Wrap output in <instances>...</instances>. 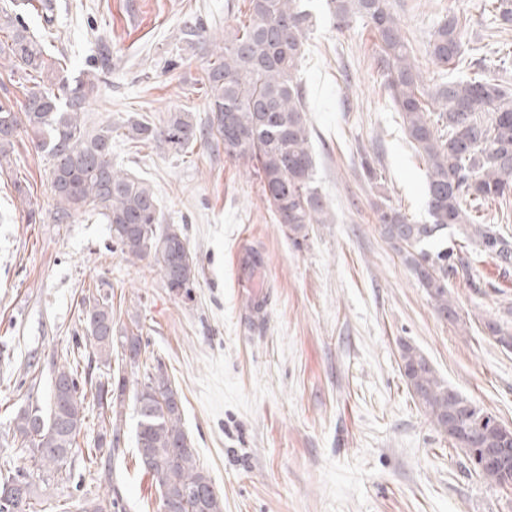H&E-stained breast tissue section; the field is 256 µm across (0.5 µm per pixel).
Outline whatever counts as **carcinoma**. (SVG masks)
Wrapping results in <instances>:
<instances>
[{
  "label": "carcinoma",
  "instance_id": "carcinoma-1",
  "mask_svg": "<svg viewBox=\"0 0 512 512\" xmlns=\"http://www.w3.org/2000/svg\"><path fill=\"white\" fill-rule=\"evenodd\" d=\"M495 20L512 23V0H494ZM25 2L0 8V60L32 84L20 108L0 102V162L10 157L24 133L51 162L55 197L52 221L70 224L77 215L101 217L122 253L150 258L166 287L192 286L199 264L191 254L183 228L162 222L159 201L146 181L112 165V125L87 128L83 112L96 93L112 55L103 47L91 69L70 79L58 77L44 41L23 20ZM332 24L342 29L361 20L377 33L385 61V87L397 106L406 135L427 166L429 223L416 224L399 209L375 204L377 223L397 247L405 265L444 318H456L448 282L468 274L463 257L436 243L453 227L508 269L512 240L488 224L476 223L474 208L512 196V90L482 74L484 60L465 56V30L449 15L434 29L427 54L443 73L448 65L466 64L475 73L450 78L434 89L424 88L412 48L389 0H327ZM312 15L301 0H249L245 20L224 28L219 54L205 62L201 82L209 100V135L233 159L256 161L263 192L277 223L300 243L312 224L328 223L327 209L314 187L306 107L298 82L306 34ZM127 139L137 143L166 142L176 148L195 145L203 130L190 112H171L163 126L130 122ZM87 335L99 362L111 369L105 379L78 383L71 363L53 371L49 406L29 404L14 418L13 444L21 466L0 469V512H122L119 489L107 496L85 493L75 501L37 493L36 483L49 486L67 479L66 466L79 451L77 437L84 420V402L91 396L100 410L97 447L87 450L89 464L123 453V408L128 380L112 369V351L134 363L142 354V336L120 333L112 325V299L84 295L80 302ZM402 369L413 397L437 428H442L456 401L453 388L429 360L408 343L401 345ZM136 456L160 489L161 508L168 512H224V499L201 466L182 423V405L168 376L159 367L137 383ZM497 419L479 410L458 414V426L499 446ZM204 490L198 499L192 492Z\"/></svg>",
  "mask_w": 512,
  "mask_h": 512
}]
</instances>
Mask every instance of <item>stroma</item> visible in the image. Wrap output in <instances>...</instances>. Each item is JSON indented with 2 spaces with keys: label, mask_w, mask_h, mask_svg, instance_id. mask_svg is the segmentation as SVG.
Returning <instances> with one entry per match:
<instances>
[{
  "label": "stroma",
  "mask_w": 512,
  "mask_h": 512,
  "mask_svg": "<svg viewBox=\"0 0 512 512\" xmlns=\"http://www.w3.org/2000/svg\"><path fill=\"white\" fill-rule=\"evenodd\" d=\"M40 2L30 0L27 21L49 32L65 75L111 46L112 70L84 120L111 124L113 163L150 183L166 223L183 226L200 276L188 290H170L151 260L121 253L98 217L53 223L49 162L19 136L0 166V465L16 455L17 410L45 401L53 362L75 349L91 354L80 301L98 288L112 296L115 328H139L147 345L129 381L160 365L177 390L224 512H512V488L475 474L402 376L400 346L408 343L464 397L512 426V347L484 332L497 321L512 333V271L472 254L469 279L448 283L459 313L451 323L380 232L376 201L421 224L428 214L425 162L386 91L370 25L335 28L324 0H306L315 25L298 77L328 221L296 245L275 222L253 163L227 158L222 143L178 149L122 135L129 121L159 125L179 111L207 125L199 84L206 56L182 30L197 23L223 31L249 0H53L49 24ZM390 2L425 87L441 81L426 48L449 14L465 23L487 74L512 84V68L497 65L512 51V27L495 24L491 0ZM32 212L39 223H29ZM246 244L264 261L255 276L265 300L258 315L236 262ZM32 357L39 367L30 372ZM137 420L126 400L124 453L111 478L78 460L60 495L114 483L125 512H160L155 479L135 464Z\"/></svg>",
  "instance_id": "1"
}]
</instances>
